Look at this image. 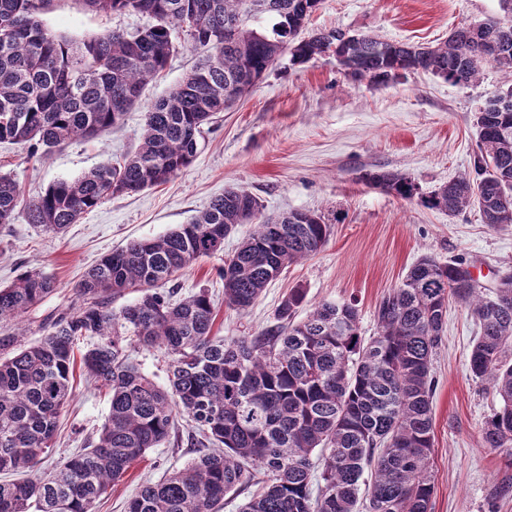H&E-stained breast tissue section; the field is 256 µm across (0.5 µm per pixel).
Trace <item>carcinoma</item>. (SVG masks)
Masks as SVG:
<instances>
[{
  "label": "carcinoma",
  "mask_w": 512,
  "mask_h": 512,
  "mask_svg": "<svg viewBox=\"0 0 512 512\" xmlns=\"http://www.w3.org/2000/svg\"><path fill=\"white\" fill-rule=\"evenodd\" d=\"M95 13H139L153 23L132 33L89 39L58 35L40 20L51 0H0V142L45 157L119 124L162 71L187 32L206 59L145 115L138 148L49 185L21 203L0 174V224L23 207L28 223L60 233L114 195L161 185L194 161L213 114L251 92L284 54L307 63L333 48L356 81L374 85L415 71L468 86L491 64L505 87L475 115L472 171L424 194L411 178L374 170L368 185L455 215L478 204L493 229L512 226V0L503 15L453 30L436 46L390 42L341 29L298 38L321 0H78ZM257 199L229 187L187 224L136 239L105 255L76 286L80 304L59 313L36 344L0 336V472H22L49 452L81 364L107 396L109 413L88 446L42 479L0 482V512H95L103 494L152 448L164 445L179 416L222 447L142 488L127 512H220L230 491L253 489L241 512H431L434 492V357L448 301L467 307L480 333L472 375L500 406L484 423L487 448H512V276L484 293L462 262L425 255L376 305L377 335L363 341L355 304L323 303L304 319L300 287L282 298L275 323L255 336L218 337L211 296L177 301L160 286L200 259L224 253V238L259 212ZM331 225L291 211L257 225L220 269L224 303L252 306L288 265L318 253ZM130 289L139 299L116 309ZM56 290L27 271L0 287V322L24 315ZM89 342L76 360L75 346ZM164 350L168 383L156 384L132 359L134 348Z\"/></svg>",
  "instance_id": "obj_1"
}]
</instances>
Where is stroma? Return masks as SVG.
<instances>
[{"mask_svg":"<svg viewBox=\"0 0 512 512\" xmlns=\"http://www.w3.org/2000/svg\"><path fill=\"white\" fill-rule=\"evenodd\" d=\"M499 11L498 0H322L307 29L341 28L434 45L453 28L483 22ZM41 20L73 39L105 30L131 32L150 22L136 13L95 14L77 0H54ZM201 56L189 37H181L166 69L145 89L141 105L119 126L40 159L0 142V171L19 184L28 200L56 180H71L122 159L138 143L148 105L177 85ZM501 81L500 72L488 65L479 81L467 86L423 71L376 86L353 80L330 53L303 65L281 56L249 95L204 127L195 160L166 184L108 198L59 236L44 233L21 214L13 223L0 224V286L32 269L57 285L25 315V342L37 341L48 318L78 304L76 285L102 256L129 240L158 237L187 223L228 187L256 197L260 219L312 211L324 216L332 233L318 254L288 266L244 311L225 306L219 270L253 225H238L225 239L223 255L183 271L174 282L177 294L209 291L215 335H256L273 323L288 290L301 287L307 291L308 311L324 302L355 303L362 335L373 336L376 305L425 255L465 262L480 286L495 288L512 275V227L488 228L475 206L453 216L427 208L369 186L362 176L381 167L411 177L429 193L468 171L476 152L474 116ZM477 335L470 311L449 303L434 359L431 512H512V491H503L512 488V452L487 448L481 437L499 401L491 386L469 371ZM108 411L104 395L82 370H75L55 446L27 471V478L44 477L83 448ZM192 430L188 419L178 418L169 441L149 450L100 501L97 512H125L143 485L157 483L194 458L188 442Z\"/></svg>","mask_w":512,"mask_h":512,"instance_id":"obj_1","label":"stroma"}]
</instances>
